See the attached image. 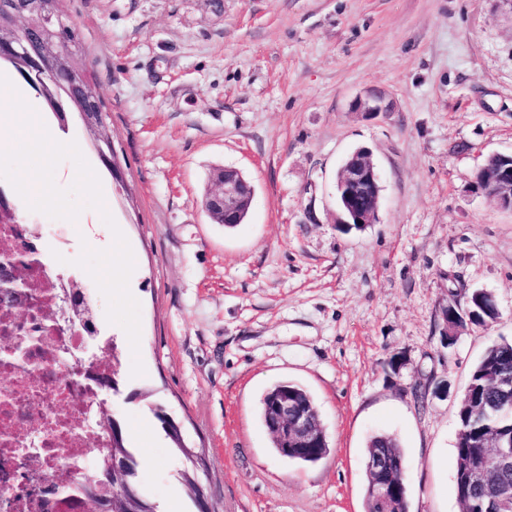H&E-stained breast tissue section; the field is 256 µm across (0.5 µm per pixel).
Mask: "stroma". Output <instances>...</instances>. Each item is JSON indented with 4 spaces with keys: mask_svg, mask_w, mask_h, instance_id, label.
<instances>
[{
    "mask_svg": "<svg viewBox=\"0 0 512 512\" xmlns=\"http://www.w3.org/2000/svg\"><path fill=\"white\" fill-rule=\"evenodd\" d=\"M108 114L121 180L80 119L76 141L136 262L144 375L115 337L121 395L106 408L142 458L164 512H194L183 459L152 408L182 425L203 459L216 512H364L369 438L392 434L407 464L409 512H461L457 413L474 365L512 340V211L478 187L490 154L512 152V0H66ZM381 97L367 115L355 103ZM365 149L379 174L377 223L338 224L336 178ZM252 182L245 223L203 209L213 168ZM56 270L104 229L25 211ZM499 318L446 345L441 312L475 290ZM401 362L391 370L390 358ZM290 380L313 396L331 451L300 466L278 456L259 401ZM448 389L438 396L437 383ZM427 391L417 406L413 389Z\"/></svg>",
    "mask_w": 512,
    "mask_h": 512,
    "instance_id": "obj_1",
    "label": "stroma"
}]
</instances>
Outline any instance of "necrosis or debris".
I'll return each instance as SVG.
<instances>
[{
    "instance_id": "obj_1",
    "label": "necrosis or debris",
    "mask_w": 512,
    "mask_h": 512,
    "mask_svg": "<svg viewBox=\"0 0 512 512\" xmlns=\"http://www.w3.org/2000/svg\"><path fill=\"white\" fill-rule=\"evenodd\" d=\"M0 344H13L0 359V512H74L66 505L67 486L80 470L60 474L61 455L89 463L108 447L102 431L82 420L96 404L92 382L70 352L83 348L84 332L61 331L43 322L40 305L57 304L61 293L56 270L31 262L34 237L27 224L0 214ZM29 260V285L9 288L5 282L17 260Z\"/></svg>"
}]
</instances>
